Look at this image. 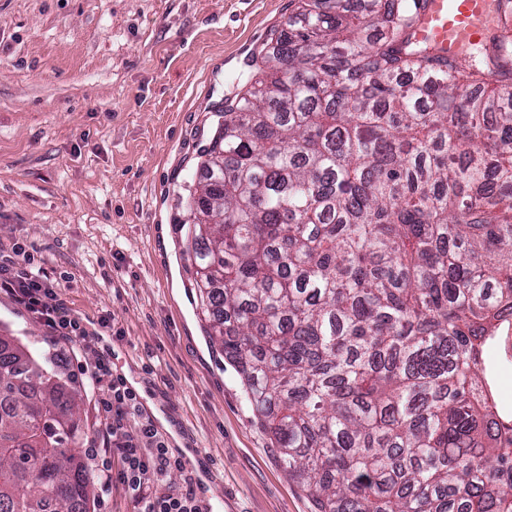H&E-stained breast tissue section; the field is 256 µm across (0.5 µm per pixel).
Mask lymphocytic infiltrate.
<instances>
[{"label":"lymphocytic infiltrate","mask_w":512,"mask_h":512,"mask_svg":"<svg viewBox=\"0 0 512 512\" xmlns=\"http://www.w3.org/2000/svg\"><path fill=\"white\" fill-rule=\"evenodd\" d=\"M0 292L65 342L88 347V331L57 303L53 282L36 267L34 255L25 246L16 243L10 253L0 252ZM84 373L94 405L107 419L103 452L120 460L125 491L139 504L140 512H201L193 481L175 492L160 490L162 476L182 462L170 454L152 421L130 425L137 397L123 377L113 374L109 358L98 357L85 366Z\"/></svg>","instance_id":"obj_1"}]
</instances>
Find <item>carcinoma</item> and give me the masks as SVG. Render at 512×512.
Instances as JSON below:
<instances>
[{
  "instance_id": "carcinoma-1",
  "label": "carcinoma",
  "mask_w": 512,
  "mask_h": 512,
  "mask_svg": "<svg viewBox=\"0 0 512 512\" xmlns=\"http://www.w3.org/2000/svg\"><path fill=\"white\" fill-rule=\"evenodd\" d=\"M297 0L180 195L208 336L317 512H512V0L467 60L422 0ZM81 386L0 336V512H90Z\"/></svg>"
}]
</instances>
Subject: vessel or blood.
Returning <instances> with one entry per match:
<instances>
[{
    "label": "vessel or blood",
    "mask_w": 512,
    "mask_h": 512,
    "mask_svg": "<svg viewBox=\"0 0 512 512\" xmlns=\"http://www.w3.org/2000/svg\"><path fill=\"white\" fill-rule=\"evenodd\" d=\"M498 9V0H424L414 38L463 58L469 46L484 39L486 24Z\"/></svg>",
    "instance_id": "vessel-or-blood-1"
}]
</instances>
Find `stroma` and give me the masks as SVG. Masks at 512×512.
<instances>
[{"label":"stroma","mask_w":512,"mask_h":512,"mask_svg":"<svg viewBox=\"0 0 512 512\" xmlns=\"http://www.w3.org/2000/svg\"><path fill=\"white\" fill-rule=\"evenodd\" d=\"M292 0H0V247L24 244L93 333L69 345L0 294V336L82 378L106 355L160 433L214 463L215 512H315L212 346L178 246L214 112ZM91 512H139L91 466Z\"/></svg>","instance_id":"obj_1"}]
</instances>
